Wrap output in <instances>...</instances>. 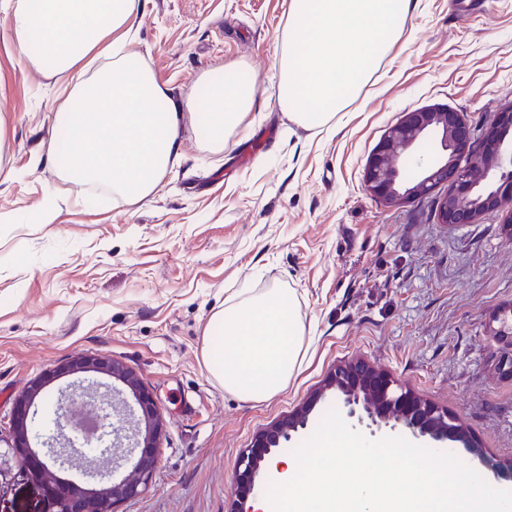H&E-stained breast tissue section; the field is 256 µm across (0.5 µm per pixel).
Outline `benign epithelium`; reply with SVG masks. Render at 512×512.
<instances>
[{
    "instance_id": "7a95c632",
    "label": "benign epithelium",
    "mask_w": 512,
    "mask_h": 512,
    "mask_svg": "<svg viewBox=\"0 0 512 512\" xmlns=\"http://www.w3.org/2000/svg\"><path fill=\"white\" fill-rule=\"evenodd\" d=\"M427 135L440 138L446 158L427 162L418 153ZM419 171L415 183L402 188L406 167ZM366 189L386 204H398L413 196L424 195L440 185L448 186L439 206V222L448 225L472 224L478 216L497 212L505 201H512V106L498 113L485 129L481 139L474 140L472 131L459 112L450 109L424 108L405 114L403 120L390 127L368 158L363 175ZM71 374L98 372L125 384L135 395L138 412L133 414V432L129 447H118L102 459V468L87 474L93 482L108 475L112 467L133 462L130 477L100 489H84L58 479L43 462L49 456L61 468L73 467L78 461L59 437L45 438L42 447L34 448L28 440V421L35 418L34 399L40 391L35 384L29 394L19 399L12 418V453L20 468L39 479L55 505V512H114L117 501L135 497L146 488L157 466L163 423L153 394L136 372L109 356H78L66 365ZM100 391L93 401L111 408L117 404L112 388L99 385L80 386L73 393L63 392L55 403L62 413L72 394ZM324 390H334L342 397V413L353 426L374 436L382 430H402L415 439L430 438L435 442H454L481 457L485 465L500 479L512 480V466H504L484 456L461 428L448 430L455 415L414 396L387 373L356 360L337 366ZM309 408L303 406L288 418L271 425L258 436L252 447L239 460L235 500L231 512H252L248 502L258 492L260 463L270 456L282 441L308 425Z\"/></svg>"
}]
</instances>
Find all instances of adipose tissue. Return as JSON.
<instances>
[{"instance_id":"ef3b65f1","label":"adipose tissue","mask_w":512,"mask_h":512,"mask_svg":"<svg viewBox=\"0 0 512 512\" xmlns=\"http://www.w3.org/2000/svg\"><path fill=\"white\" fill-rule=\"evenodd\" d=\"M4 8L26 63L65 82L45 161L78 189L96 185L113 201H144L180 164L182 129L223 152L254 102V75L204 73L202 111L159 84L133 47L141 0H5ZM412 9V0H289L274 63L289 120L331 128L381 64L392 62ZM304 332L288 289L242 288L209 319L204 365L225 392L266 401L301 367Z\"/></svg>"}]
</instances>
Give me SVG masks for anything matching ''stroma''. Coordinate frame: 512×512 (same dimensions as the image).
<instances>
[{
    "mask_svg": "<svg viewBox=\"0 0 512 512\" xmlns=\"http://www.w3.org/2000/svg\"><path fill=\"white\" fill-rule=\"evenodd\" d=\"M289 0H145L136 36L160 84L197 97L203 73H255L251 112L224 152L185 136L152 198L91 202L35 159L61 89L22 65L0 9V512H54L9 448L16 399L47 378V407L72 383L53 371L107 355L137 372L163 422L147 488L115 512H228L238 461L258 433L312 401L336 365L361 359L456 414L494 459L512 462V243L503 216L438 223L445 187L386 205L364 186L368 156L406 112L449 108L475 131L512 102V0H415L394 62L332 129H303L277 104L274 61ZM292 291L306 359L265 402L225 392L202 360L210 315L239 288Z\"/></svg>",
    "mask_w": 512,
    "mask_h": 512,
    "instance_id": "35a3bbf8",
    "label": "stroma"
}]
</instances>
